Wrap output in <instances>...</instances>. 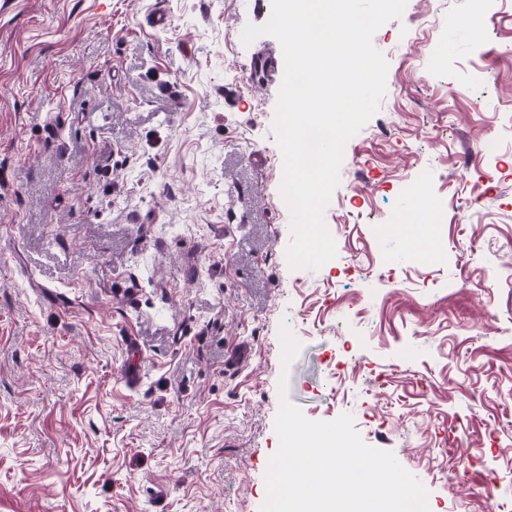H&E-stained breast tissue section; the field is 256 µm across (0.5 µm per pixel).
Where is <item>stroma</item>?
<instances>
[{
  "label": "stroma",
  "mask_w": 512,
  "mask_h": 512,
  "mask_svg": "<svg viewBox=\"0 0 512 512\" xmlns=\"http://www.w3.org/2000/svg\"><path fill=\"white\" fill-rule=\"evenodd\" d=\"M271 11L0 0V512H260L284 396L351 415L430 512L512 504V0L375 32L386 91L315 271L286 258L282 48L241 40ZM422 201L429 257L400 222Z\"/></svg>",
  "instance_id": "stroma-1"
}]
</instances>
